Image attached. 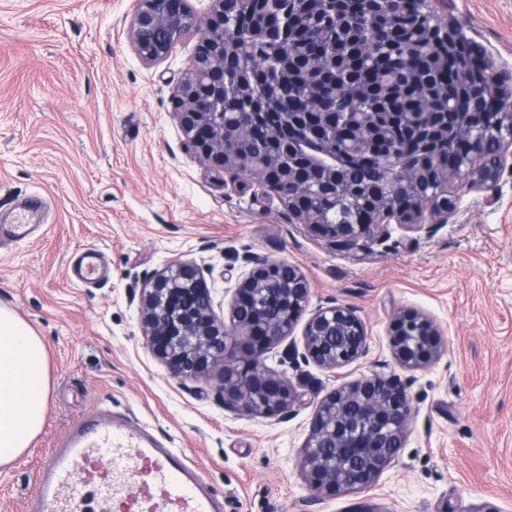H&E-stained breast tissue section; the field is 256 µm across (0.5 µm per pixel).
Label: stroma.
I'll return each instance as SVG.
<instances>
[{
	"instance_id": "1",
	"label": "stroma",
	"mask_w": 512,
	"mask_h": 512,
	"mask_svg": "<svg viewBox=\"0 0 512 512\" xmlns=\"http://www.w3.org/2000/svg\"><path fill=\"white\" fill-rule=\"evenodd\" d=\"M449 2L465 46L512 74V0ZM138 4L0 0V224L25 201L46 204L38 236L0 242V306L42 339L50 376L41 432L0 466V512H24L53 440L107 403L187 456L224 512H512V170L493 191H456L454 215L432 231L394 225L384 242L337 248L186 146L172 93L204 32L145 63L129 34ZM87 249L103 254L105 276L66 278ZM176 259L201 270L224 318L250 261L296 265L312 305L356 310L367 350L329 373L304 360L294 331L265 364L302 404L233 414L209 377L174 378L142 336L131 290ZM402 307L443 333L440 356L412 372L389 345ZM379 371L417 409L394 464L366 490L312 500L300 463L317 402Z\"/></svg>"
}]
</instances>
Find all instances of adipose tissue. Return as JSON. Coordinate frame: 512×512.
Returning a JSON list of instances; mask_svg holds the SVG:
<instances>
[{"instance_id":"obj_1","label":"adipose tissue","mask_w":512,"mask_h":512,"mask_svg":"<svg viewBox=\"0 0 512 512\" xmlns=\"http://www.w3.org/2000/svg\"><path fill=\"white\" fill-rule=\"evenodd\" d=\"M49 365L33 329L0 307V466L32 445L47 417Z\"/></svg>"}]
</instances>
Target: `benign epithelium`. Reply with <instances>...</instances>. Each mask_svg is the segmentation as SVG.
<instances>
[{
  "instance_id": "benign-epithelium-1",
  "label": "benign epithelium",
  "mask_w": 512,
  "mask_h": 512,
  "mask_svg": "<svg viewBox=\"0 0 512 512\" xmlns=\"http://www.w3.org/2000/svg\"><path fill=\"white\" fill-rule=\"evenodd\" d=\"M254 5L273 12L278 20L276 25L263 28L259 38L293 45L292 25L299 0H212L203 49L173 94L175 116L187 145L210 166L232 172L239 185L259 183L268 195L288 203L312 233L346 250L378 240L388 224L419 230L448 223L454 210L448 194L451 181L470 190L491 189L498 182L505 160L512 157V99L492 92L496 70L482 56L468 61L459 55L456 60L467 83H487L484 91L471 93L472 112L486 113L490 124L477 130L470 125L471 112L453 114L455 126L470 141L469 151L456 157L448 175L434 180L428 195L412 206L404 201V194L411 195L423 186L419 168L396 153L375 151L373 130L365 124L350 123L346 112H290L286 120L301 134L298 140H277L267 149L257 144L254 152L259 158L244 156L239 145L247 141L246 128L224 127V46L230 43L224 22ZM429 10L437 18L435 42L455 48L456 30L448 15L432 5ZM175 18L182 19V28L175 32L177 39L197 26L186 0H140L130 31L145 62H155L169 52L163 47L146 48V40L159 25ZM391 51L389 39L382 34L367 38L358 47L361 56L373 60H382ZM422 119L423 146L431 149L441 145L435 114L424 112ZM338 129L351 137L357 154L375 162L376 179L367 186L347 187L343 194L347 200L365 196L371 201L362 224H326L309 206L311 193L336 189L334 158L320 151L318 164L310 151ZM492 133L498 137V150L495 162L490 163L480 145ZM278 270L288 275L283 327L261 329L253 303L266 292L267 278ZM310 294L309 282L298 267L261 261L238 281L226 324L216 316L211 293L198 268L172 261L139 290L141 328L173 377L207 373L224 392L228 410L248 417H274L301 403L303 395L265 365L264 355L291 335L309 306ZM441 336L439 325L427 314L412 308L398 311L390 338L395 362L408 371L428 365L441 352ZM366 340V328L352 307L339 303L317 306L303 329V358L334 372L362 357ZM414 413L406 387L382 373L326 394L316 407L301 464L311 497L322 500L371 487L395 461Z\"/></svg>"
}]
</instances>
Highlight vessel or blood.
<instances>
[{"label": "vessel or blood", "instance_id": "1", "mask_svg": "<svg viewBox=\"0 0 512 512\" xmlns=\"http://www.w3.org/2000/svg\"><path fill=\"white\" fill-rule=\"evenodd\" d=\"M32 203L27 220L0 224V239L21 241L35 233ZM101 270L96 252H85L70 277L89 280ZM38 494L25 512H43L44 502L55 512H73L87 500L96 512H223V502L202 490L193 467L177 449L163 447L140 427L118 417L81 419L37 471Z\"/></svg>", "mask_w": 512, "mask_h": 512}]
</instances>
